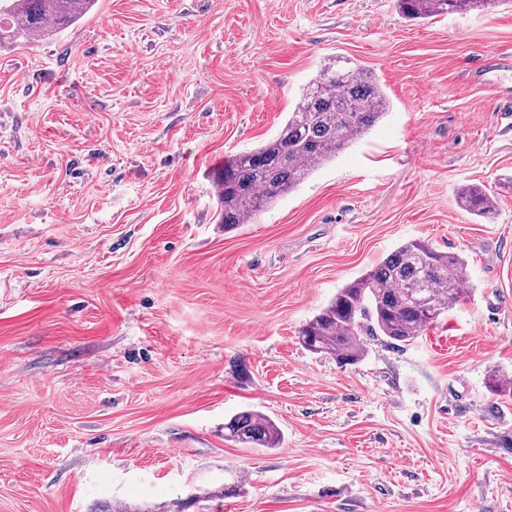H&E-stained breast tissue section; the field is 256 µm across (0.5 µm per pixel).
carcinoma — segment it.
<instances>
[{
  "label": "carcinoma",
  "mask_w": 512,
  "mask_h": 512,
  "mask_svg": "<svg viewBox=\"0 0 512 512\" xmlns=\"http://www.w3.org/2000/svg\"><path fill=\"white\" fill-rule=\"evenodd\" d=\"M95 0H0V44L40 41L64 31L90 11ZM489 0H397L410 19H431L480 7ZM387 100L376 78L360 66L324 67L308 84L281 132L259 147L227 158L214 172L221 223L229 229L299 186L318 167L365 135L384 115ZM461 207L489 218L496 197L471 184L457 191ZM466 259L412 240L378 266L339 289L335 298L300 331L303 346L336 357L341 366L360 361L364 337L384 336L407 345L427 326L465 300ZM496 395L512 398V380L494 373ZM224 437L250 448H278L276 424L252 410L224 423Z\"/></svg>",
  "instance_id": "cac0c4a2"
}]
</instances>
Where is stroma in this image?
I'll use <instances>...</instances> for the list:
<instances>
[{
	"label": "stroma",
	"mask_w": 512,
	"mask_h": 512,
	"mask_svg": "<svg viewBox=\"0 0 512 512\" xmlns=\"http://www.w3.org/2000/svg\"><path fill=\"white\" fill-rule=\"evenodd\" d=\"M494 49L512 0H97L1 46L0 512H512V402L488 388L512 377V107L473 72ZM337 58L387 114L224 228L214 171ZM414 239L467 258L465 302L355 365L302 346ZM246 409L281 447L225 440ZM491 0H397L399 11L410 19H431L483 6ZM461 207L473 215L490 218L497 209L496 197L482 187L466 184L457 191Z\"/></svg>",
	"instance_id": "stroma-1"
}]
</instances>
